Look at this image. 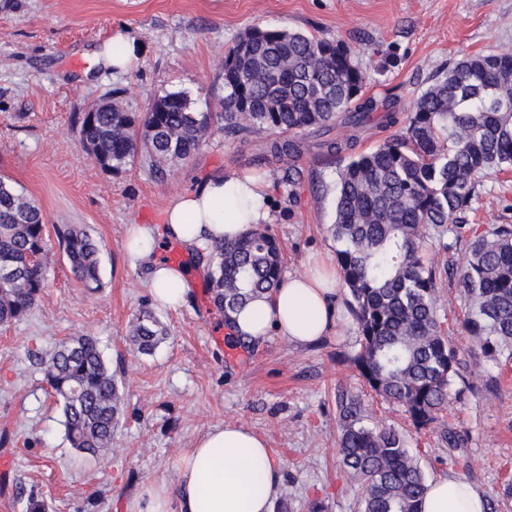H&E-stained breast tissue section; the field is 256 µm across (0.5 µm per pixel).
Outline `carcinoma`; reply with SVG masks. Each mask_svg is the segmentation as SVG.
<instances>
[{"instance_id": "carcinoma-1", "label": "carcinoma", "mask_w": 512, "mask_h": 512, "mask_svg": "<svg viewBox=\"0 0 512 512\" xmlns=\"http://www.w3.org/2000/svg\"><path fill=\"white\" fill-rule=\"evenodd\" d=\"M257 48L239 39L224 53L222 111L198 112L182 92L157 95L135 115L112 102L80 119V138L98 165L129 170L145 151L164 176L189 161L211 131L288 136L270 152L301 153L308 131L344 133L320 142L331 156L354 149L358 133L397 124L396 100L361 95L363 74L349 48L300 31L260 30ZM512 172V56L466 55L448 66L413 103L407 124L375 150L336 171V206L327 228L356 325L351 362L364 384L400 406L417 431L429 428L475 390L482 360L512 359V224L466 240L457 288L461 315L447 329L439 317L438 270L423 251L429 232L466 234V218L484 178ZM73 278L100 287V248L83 224L56 228ZM209 293L230 319L282 280L278 240L266 226L211 245ZM47 224L42 210L0 176V326L28 315L47 286ZM471 341L463 352L455 331ZM149 312L132 322L130 352L151 356L167 339ZM48 394L61 404L73 448L91 457L112 449L122 416L117 371L95 337L71 336L36 358ZM340 463L359 482V512H421L428 490L396 428L379 424L358 394L336 395Z\"/></svg>"}]
</instances>
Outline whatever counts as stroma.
I'll list each match as a JSON object with an SVG mask.
<instances>
[{
    "label": "stroma",
    "instance_id": "1",
    "mask_svg": "<svg viewBox=\"0 0 512 512\" xmlns=\"http://www.w3.org/2000/svg\"><path fill=\"white\" fill-rule=\"evenodd\" d=\"M295 29L340 40L365 75L363 94L394 97L406 118L413 100L449 63L474 53L512 52V0H16L0 6V176L34 199L48 226L89 225L101 249L97 292L76 283L57 238H50L48 286L23 319L0 326V449L12 454L15 488L0 512H26L36 494L47 512H127L154 482L174 485L184 448L209 427L241 424L277 454L281 491L273 512H357L361 492L341 471L336 394L362 381L347 357L357 336L343 299L336 322L311 346L270 335L244 348L231 344L224 316L204 277H195L181 308L156 307L146 273L124 259L126 227L160 224L170 200L216 172H250L274 187L270 232L284 271L311 259H334L335 158L311 148L267 152V133L212 134L189 161L156 177L144 160L123 173L101 169L80 139L79 119L93 104L119 96L129 112L149 97L184 93L201 112H217L224 95V51L255 28ZM144 52L125 73L91 67L92 52L115 34ZM299 173L288 183L289 169ZM469 217L474 234L512 223V173L484 180ZM169 331L154 355L133 357L126 336L140 311ZM98 339L120 378L124 416L112 451L91 458L66 438L61 406L46 392L32 355L62 340ZM497 387L451 402L423 433L399 407L378 396L364 404L379 423L403 432L427 480L452 475L483 491L492 512H512V363ZM467 446L449 452L443 427Z\"/></svg>",
    "mask_w": 512,
    "mask_h": 512
}]
</instances>
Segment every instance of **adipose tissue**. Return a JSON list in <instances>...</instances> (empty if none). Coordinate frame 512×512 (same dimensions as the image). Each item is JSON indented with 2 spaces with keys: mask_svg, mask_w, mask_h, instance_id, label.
Instances as JSON below:
<instances>
[{
  "mask_svg": "<svg viewBox=\"0 0 512 512\" xmlns=\"http://www.w3.org/2000/svg\"><path fill=\"white\" fill-rule=\"evenodd\" d=\"M272 184L245 174L215 173L196 190L174 197L161 224H131L125 253L131 266L148 271L149 293L161 307L182 306L189 293V267L157 260L158 239L181 243L189 251L208 249L214 240H233L270 221ZM339 279L310 272L284 277L279 288L233 313L230 335L249 342L277 334L295 344L317 341L332 326ZM175 488L147 486L129 512H273L281 472L273 448L239 424L215 426L184 449ZM484 494L448 476L429 482L421 512H485Z\"/></svg>",
  "mask_w": 512,
  "mask_h": 512,
  "instance_id": "1",
  "label": "adipose tissue"
}]
</instances>
